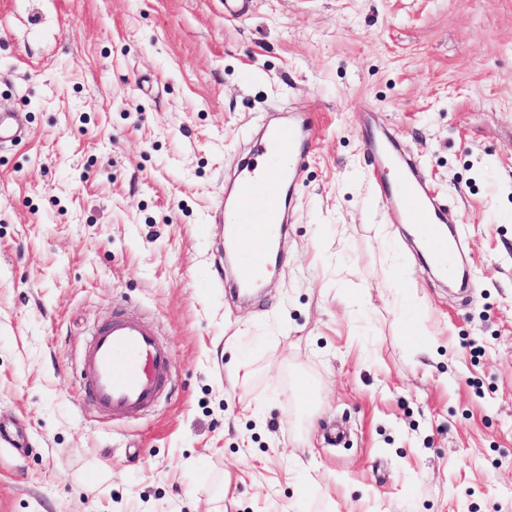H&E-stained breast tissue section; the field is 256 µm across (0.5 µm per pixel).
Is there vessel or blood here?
<instances>
[{"instance_id":"obj_1","label":"vessel or blood","mask_w":512,"mask_h":512,"mask_svg":"<svg viewBox=\"0 0 512 512\" xmlns=\"http://www.w3.org/2000/svg\"><path fill=\"white\" fill-rule=\"evenodd\" d=\"M313 140L311 125L296 116L268 119L250 142L232 195L217 203L214 221L225 228L226 246L238 249L241 257L237 287H249L264 275L271 245L263 227L291 222L292 190ZM367 151L376 168L397 172L395 180L378 182V195L392 218L418 226L437 266L452 265L453 252L443 230L450 214L432 194L426 177L410 159L390 149L388 141L370 140ZM172 365L170 352L148 325L113 313L95 329L84 351L85 398L97 411L115 418L136 414L158 401Z\"/></svg>"}]
</instances>
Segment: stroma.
Masks as SVG:
<instances>
[{
	"mask_svg": "<svg viewBox=\"0 0 512 512\" xmlns=\"http://www.w3.org/2000/svg\"><path fill=\"white\" fill-rule=\"evenodd\" d=\"M274 109L316 136L246 303L211 212ZM1 110L0 512H512V0H0ZM368 124L451 201L453 278ZM117 310L173 369L114 420L80 364Z\"/></svg>",
	"mask_w": 512,
	"mask_h": 512,
	"instance_id": "stroma-1",
	"label": "stroma"
}]
</instances>
